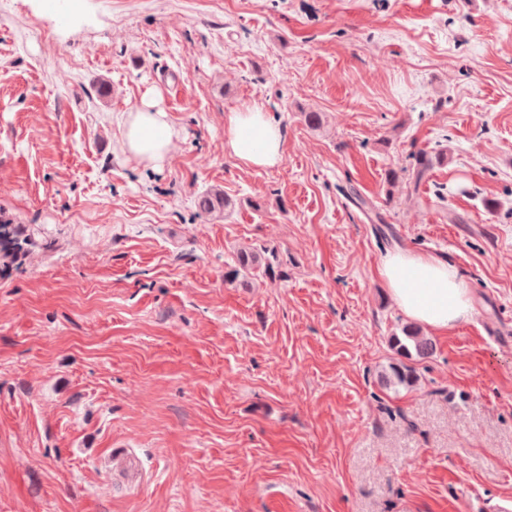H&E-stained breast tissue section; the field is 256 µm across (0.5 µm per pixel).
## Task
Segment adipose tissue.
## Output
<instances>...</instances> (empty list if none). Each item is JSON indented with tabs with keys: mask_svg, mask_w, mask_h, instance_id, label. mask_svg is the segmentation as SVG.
Segmentation results:
<instances>
[{
	"mask_svg": "<svg viewBox=\"0 0 512 512\" xmlns=\"http://www.w3.org/2000/svg\"><path fill=\"white\" fill-rule=\"evenodd\" d=\"M226 128V145L236 158L257 168L281 162L282 130L263 110L229 113ZM177 139L167 112L155 99L142 100L123 120V148L139 164L161 166ZM381 274L404 315L434 331L455 327L472 311L470 289L445 260L398 251L384 258Z\"/></svg>",
	"mask_w": 512,
	"mask_h": 512,
	"instance_id": "adipose-tissue-1",
	"label": "adipose tissue"
}]
</instances>
